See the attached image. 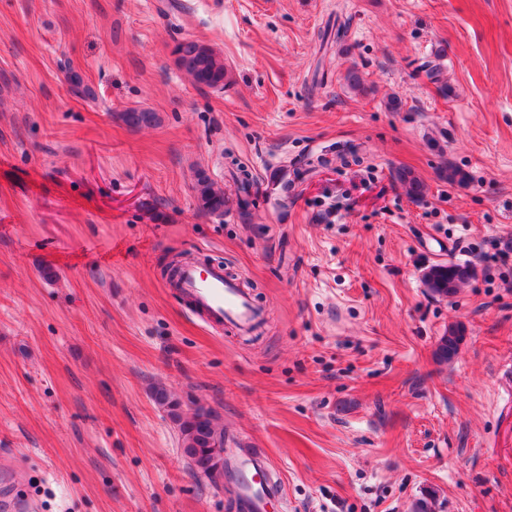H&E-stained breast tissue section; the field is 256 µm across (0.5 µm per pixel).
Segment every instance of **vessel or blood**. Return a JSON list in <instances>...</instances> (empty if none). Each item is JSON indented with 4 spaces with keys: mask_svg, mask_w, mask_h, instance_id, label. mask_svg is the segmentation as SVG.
<instances>
[{
    "mask_svg": "<svg viewBox=\"0 0 512 512\" xmlns=\"http://www.w3.org/2000/svg\"><path fill=\"white\" fill-rule=\"evenodd\" d=\"M175 290L185 301L187 313L210 327L248 335L262 319V311L251 295L225 272L223 265H182L176 274ZM226 469L242 512H267L270 502L285 501L286 490L274 465L260 449H228ZM13 481L12 468L0 466V512H25L27 508L26 503L14 499Z\"/></svg>",
    "mask_w": 512,
    "mask_h": 512,
    "instance_id": "obj_1",
    "label": "vessel or blood"
}]
</instances>
